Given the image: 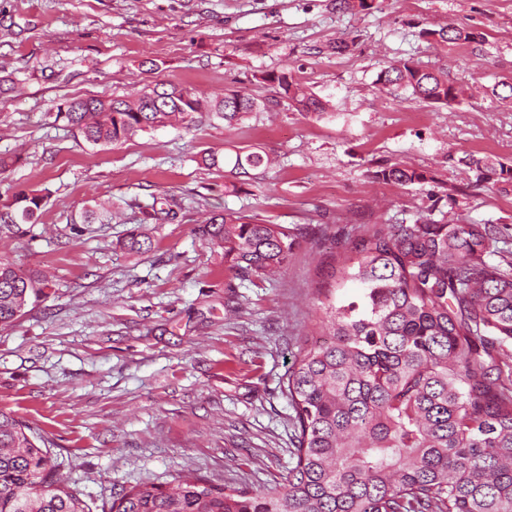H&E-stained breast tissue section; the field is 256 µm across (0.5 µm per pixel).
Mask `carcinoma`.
<instances>
[{
  "label": "carcinoma",
  "instance_id": "1",
  "mask_svg": "<svg viewBox=\"0 0 512 512\" xmlns=\"http://www.w3.org/2000/svg\"><path fill=\"white\" fill-rule=\"evenodd\" d=\"M377 0H336V9L370 13ZM422 35L442 47L480 36L447 24ZM277 98L239 92L207 100L187 86L145 87L120 99L78 98L56 119L93 145H116L139 131L232 125L285 99L321 118L327 104L290 71L263 76ZM377 82L389 94L447 105L460 91L448 75L395 60ZM202 161L237 178L269 164L257 151ZM372 177L406 186L433 181L406 164ZM44 196L16 199L23 220ZM501 224L418 218L365 225L354 256L335 269L336 285L356 297H325L331 341L299 353L285 393L295 412L294 466L283 485L250 492L184 476L163 490L139 484L109 512H512V252L487 261ZM224 251L241 280L283 268L303 233L244 215L219 213L199 226ZM148 238L131 233L122 249L138 254ZM42 280L0 261V326L25 313ZM43 437L0 409V512H93L83 493L56 476Z\"/></svg>",
  "mask_w": 512,
  "mask_h": 512
}]
</instances>
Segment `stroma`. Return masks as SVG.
<instances>
[{"label":"stroma","instance_id":"1","mask_svg":"<svg viewBox=\"0 0 512 512\" xmlns=\"http://www.w3.org/2000/svg\"><path fill=\"white\" fill-rule=\"evenodd\" d=\"M452 23L481 40L438 49L425 28ZM350 41L344 54L325 49ZM447 72L460 87L512 78V0H384L364 14L332 0H0V260L46 282L0 328V409L37 428L56 473L93 512L132 486L185 474L256 490L293 465L294 411L284 392L300 351L321 340L331 255H349L355 224H409L452 211L505 224L512 183L486 189L466 155L512 166V104L451 105L382 92L388 61ZM290 69L328 102L317 118L280 102L234 125L166 127L95 146L55 114L67 101L178 83L205 94L272 97L264 73ZM267 154L259 183L224 190L200 155ZM407 163L432 180H374ZM45 204L18 219L15 199ZM453 194L433 205L432 195ZM177 217L153 224L154 199ZM105 204L101 221L84 210ZM230 211L308 229L278 274L236 278L197 232ZM152 242L131 255L130 231Z\"/></svg>","mask_w":512,"mask_h":512}]
</instances>
